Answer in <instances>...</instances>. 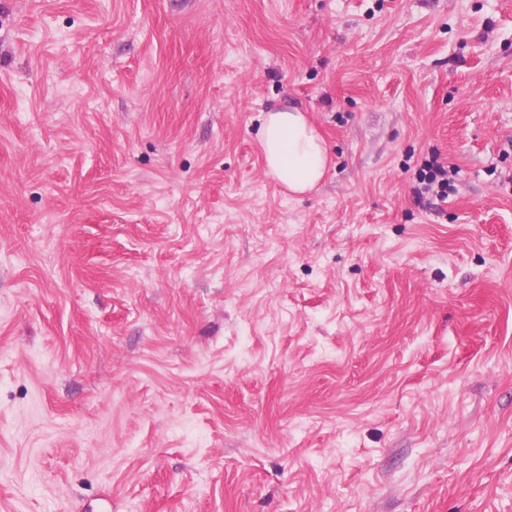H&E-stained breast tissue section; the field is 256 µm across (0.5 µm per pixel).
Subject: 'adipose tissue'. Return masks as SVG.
Instances as JSON below:
<instances>
[{
    "mask_svg": "<svg viewBox=\"0 0 512 512\" xmlns=\"http://www.w3.org/2000/svg\"><path fill=\"white\" fill-rule=\"evenodd\" d=\"M259 141L268 174L288 193L310 192L324 178L327 144L299 108L269 111L262 120Z\"/></svg>",
    "mask_w": 512,
    "mask_h": 512,
    "instance_id": "ef3b65f1",
    "label": "adipose tissue"
}]
</instances>
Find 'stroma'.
<instances>
[{
    "label": "stroma",
    "instance_id": "stroma-1",
    "mask_svg": "<svg viewBox=\"0 0 512 512\" xmlns=\"http://www.w3.org/2000/svg\"><path fill=\"white\" fill-rule=\"evenodd\" d=\"M0 512H512V0H0ZM259 141L268 174L288 194H306L324 178L329 161L326 141L299 108L269 111ZM448 172V165L440 161L438 156L426 160L415 174L418 184L421 185L416 190L418 197L421 198L424 193L430 192L441 200L448 197Z\"/></svg>",
    "mask_w": 512,
    "mask_h": 512
}]
</instances>
